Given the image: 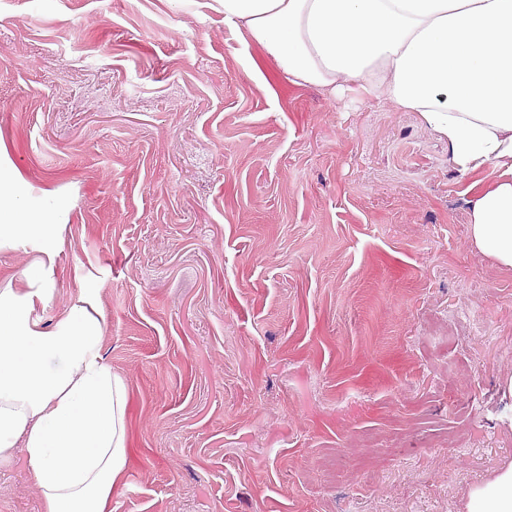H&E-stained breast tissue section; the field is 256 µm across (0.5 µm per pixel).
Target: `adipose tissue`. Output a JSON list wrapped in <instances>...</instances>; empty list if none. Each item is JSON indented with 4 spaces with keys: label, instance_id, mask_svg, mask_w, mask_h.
<instances>
[{
    "label": "adipose tissue",
    "instance_id": "ef3b65f1",
    "mask_svg": "<svg viewBox=\"0 0 512 512\" xmlns=\"http://www.w3.org/2000/svg\"><path fill=\"white\" fill-rule=\"evenodd\" d=\"M292 82L359 89L417 113L452 166L492 168L471 201L474 245L512 268V0H222ZM64 212L0 163V250L38 244L21 287L0 289V461L24 448L43 512H109L126 463L127 387L101 354L92 292L44 330ZM468 512H512V467L473 489Z\"/></svg>",
    "mask_w": 512,
    "mask_h": 512
}]
</instances>
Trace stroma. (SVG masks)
<instances>
[{"mask_svg":"<svg viewBox=\"0 0 512 512\" xmlns=\"http://www.w3.org/2000/svg\"><path fill=\"white\" fill-rule=\"evenodd\" d=\"M0 153L128 388L112 512H467L512 466V269L416 113L289 81L220 0H0ZM0 512H41L23 449Z\"/></svg>","mask_w":512,"mask_h":512,"instance_id":"35a3bbf8","label":"stroma"}]
</instances>
